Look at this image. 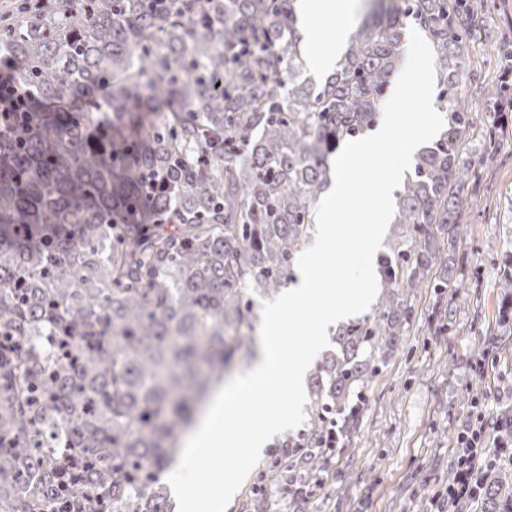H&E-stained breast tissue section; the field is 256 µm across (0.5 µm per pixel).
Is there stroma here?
<instances>
[{
    "label": "stroma",
    "instance_id": "35a3bbf8",
    "mask_svg": "<svg viewBox=\"0 0 512 512\" xmlns=\"http://www.w3.org/2000/svg\"><path fill=\"white\" fill-rule=\"evenodd\" d=\"M486 11L467 59L474 77L463 93L474 102L502 81L494 40H512V0H486ZM465 150L482 159L487 192L462 216L468 234L450 288L414 295L409 330L368 383L357 429L331 453L321 485L304 504L287 495L271 444L226 512H256L258 502L267 512H424L429 493L444 490L455 473L456 433L470 399L485 398L491 418L512 414V333L492 335L512 317V295L500 286L512 270V112L481 108ZM492 338L495 362L477 375L470 355Z\"/></svg>",
    "mask_w": 512,
    "mask_h": 512
}]
</instances>
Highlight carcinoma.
<instances>
[{"instance_id":"1","label":"carcinoma","mask_w":512,"mask_h":512,"mask_svg":"<svg viewBox=\"0 0 512 512\" xmlns=\"http://www.w3.org/2000/svg\"><path fill=\"white\" fill-rule=\"evenodd\" d=\"M322 86L304 74L296 0H23L0 54L32 120L0 129V507L37 512L64 467L108 512H173L158 485L199 402L252 342V294L290 271L331 185L330 155L368 129L408 23L443 87H463L484 0H375ZM474 108L418 154L376 260L373 311L336 350L288 469L318 480L319 440L357 428L350 403L385 365L421 288L444 292L459 220L481 195L464 155ZM246 143V156L235 150ZM508 476L484 506L509 501Z\"/></svg>"}]
</instances>
